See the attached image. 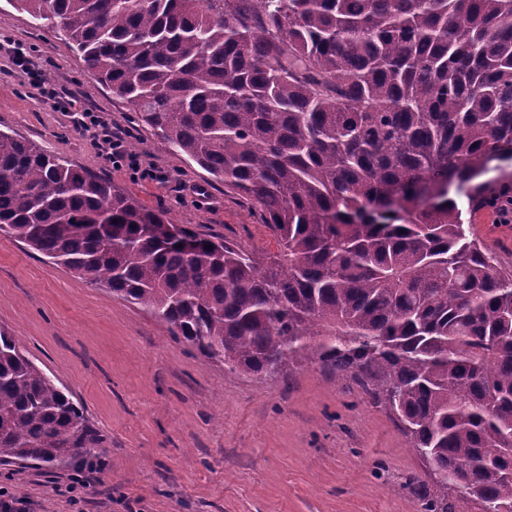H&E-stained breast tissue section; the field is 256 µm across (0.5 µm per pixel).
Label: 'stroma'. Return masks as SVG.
Wrapping results in <instances>:
<instances>
[{
  "mask_svg": "<svg viewBox=\"0 0 512 512\" xmlns=\"http://www.w3.org/2000/svg\"><path fill=\"white\" fill-rule=\"evenodd\" d=\"M27 48L44 77L106 119L155 179L106 163L78 113L46 105L0 52V130L112 181L202 237L275 250L255 204L163 147L87 71L59 28L0 0V43ZM472 231L512 268V223L491 210ZM0 327L69 389L102 438L103 469L0 465V512H420L414 485L435 476L394 414L356 379L306 363L274 376L228 372L166 323L0 232Z\"/></svg>",
  "mask_w": 512,
  "mask_h": 512,
  "instance_id": "1",
  "label": "stroma"
}]
</instances>
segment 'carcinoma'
<instances>
[{"label":"carcinoma","mask_w":512,"mask_h":512,"mask_svg":"<svg viewBox=\"0 0 512 512\" xmlns=\"http://www.w3.org/2000/svg\"><path fill=\"white\" fill-rule=\"evenodd\" d=\"M19 2L168 150L252 200L278 249L202 238L2 131L0 231L231 372L304 357L356 378L441 472L423 512H452L456 487L512 512V271L465 218L512 189L473 183L512 157V0ZM99 448L1 330L0 464Z\"/></svg>","instance_id":"obj_1"}]
</instances>
